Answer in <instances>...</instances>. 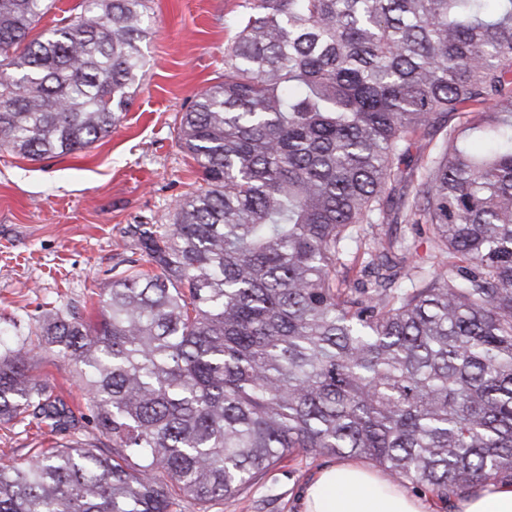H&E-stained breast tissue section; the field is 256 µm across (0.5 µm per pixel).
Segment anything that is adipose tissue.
<instances>
[{"mask_svg": "<svg viewBox=\"0 0 512 512\" xmlns=\"http://www.w3.org/2000/svg\"><path fill=\"white\" fill-rule=\"evenodd\" d=\"M298 512H431L425 494L388 482L359 460L320 467L300 491ZM455 512H512V483L485 481L455 501Z\"/></svg>", "mask_w": 512, "mask_h": 512, "instance_id": "1", "label": "adipose tissue"}]
</instances>
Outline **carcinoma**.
<instances>
[{
  "label": "carcinoma",
  "instance_id": "carcinoma-1",
  "mask_svg": "<svg viewBox=\"0 0 512 512\" xmlns=\"http://www.w3.org/2000/svg\"><path fill=\"white\" fill-rule=\"evenodd\" d=\"M54 3L0 0V146L30 160L110 133L147 65L149 0L31 37ZM233 27L177 128L204 185L140 232L149 269L94 321L0 326V422L61 435L0 465V512H209L299 453L442 502L512 481V0H244ZM54 348L89 432L31 373Z\"/></svg>",
  "mask_w": 512,
  "mask_h": 512
}]
</instances>
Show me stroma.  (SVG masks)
I'll list each match as a JSON object with an SVG mask.
<instances>
[{"label":"stroma","mask_w":512,"mask_h":512,"mask_svg":"<svg viewBox=\"0 0 512 512\" xmlns=\"http://www.w3.org/2000/svg\"><path fill=\"white\" fill-rule=\"evenodd\" d=\"M242 0H152L150 61L132 105L92 148L31 161L0 148V322L36 327L44 304L88 318L100 293L144 267L141 224L173 222L202 174L176 128L196 94L224 73V46ZM84 413L76 375L57 353L32 369ZM36 426L0 423V464L23 461ZM330 456L299 454L212 512H297L296 494Z\"/></svg>","instance_id":"1"}]
</instances>
